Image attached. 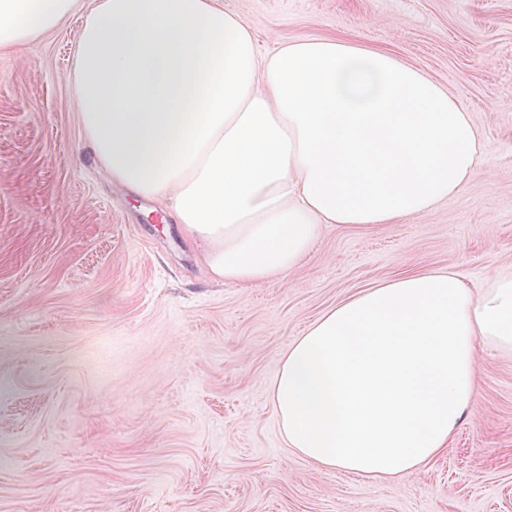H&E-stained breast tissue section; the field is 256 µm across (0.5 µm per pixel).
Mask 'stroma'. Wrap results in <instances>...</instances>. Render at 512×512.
<instances>
[{
    "instance_id": "1",
    "label": "stroma",
    "mask_w": 512,
    "mask_h": 512,
    "mask_svg": "<svg viewBox=\"0 0 512 512\" xmlns=\"http://www.w3.org/2000/svg\"><path fill=\"white\" fill-rule=\"evenodd\" d=\"M279 41L386 51L448 89L478 175L423 217L325 225L284 280L213 281L159 202L100 174L69 74L97 0L0 50V512H512V353L479 346L476 410L397 477L289 448L272 387L294 340L371 285L512 270V0H218Z\"/></svg>"
}]
</instances>
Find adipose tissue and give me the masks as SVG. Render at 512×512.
Returning a JSON list of instances; mask_svg holds the SVG:
<instances>
[{
    "instance_id": "1",
    "label": "adipose tissue",
    "mask_w": 512,
    "mask_h": 512,
    "mask_svg": "<svg viewBox=\"0 0 512 512\" xmlns=\"http://www.w3.org/2000/svg\"><path fill=\"white\" fill-rule=\"evenodd\" d=\"M77 0H0V49L54 29ZM71 80L105 177L165 203L221 281L290 273L323 225L431 212L479 172L453 96L390 53L339 38L260 56L214 0H99ZM512 350V272L473 296L454 271L364 289L289 347L272 403L312 463L399 476L475 408L477 346Z\"/></svg>"
}]
</instances>
